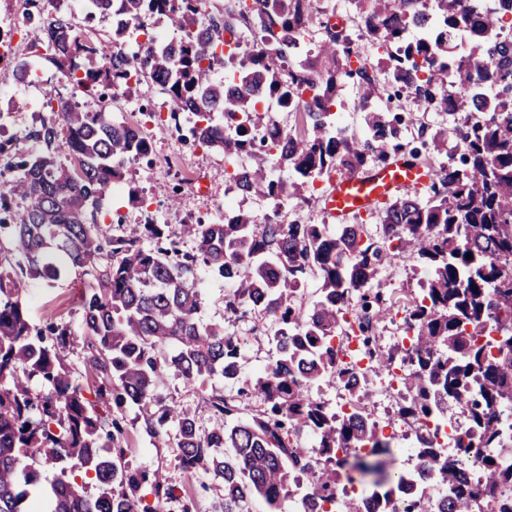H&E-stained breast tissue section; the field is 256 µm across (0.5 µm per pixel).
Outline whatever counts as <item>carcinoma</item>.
<instances>
[{
  "mask_svg": "<svg viewBox=\"0 0 512 512\" xmlns=\"http://www.w3.org/2000/svg\"><path fill=\"white\" fill-rule=\"evenodd\" d=\"M114 1L128 25L141 29L162 19L173 37L131 54L126 28L93 42L61 12L43 10L31 26L32 52L46 49L44 60L59 79L94 106L56 99L50 111L60 123L29 133L44 149L10 161L17 174L0 192V226L11 231L16 253L9 267L0 266V512H32L26 487L39 476L28 461L41 456L63 464L51 484L52 512H165L178 499L161 472L123 461L119 420L102 430L96 404L61 363L74 344L70 329L33 325L21 301L22 275L54 282L70 268L102 260L98 285L81 302L96 395L111 396L118 408L143 407L154 436L174 423L180 466L223 484V512H247L255 500L265 512H281L302 480L310 492L300 512H319L344 482L370 483L374 512H386L387 494L406 474L383 458L391 438L368 408L374 393L367 376L339 359L333 339L349 332L358 333L372 372L404 365L400 417L421 423L461 402L484 446L503 447L501 413L512 406V39L501 34V22L512 14V0H491L482 9L473 0H351L361 35L391 48L382 82L365 66L352 68L349 36L335 24L325 23L326 39L308 47L313 0H233L207 17L193 0H93L102 15ZM253 21L252 49L236 51L244 57L238 82L213 81V62L224 63L208 53L213 38ZM413 28L422 33L411 40ZM461 30L472 42L465 54L452 45ZM143 77L169 97L174 126L184 113L197 118L190 129L195 144L250 160L230 179L243 194L274 204L262 222L240 212L185 224L193 255L182 253L179 237L161 224L131 225L114 236L88 222L123 179L124 165L150 150L138 127L101 110L113 91L129 92ZM346 78L363 90L361 136L348 134L332 112ZM486 84L497 85L495 98L483 96ZM403 93L450 116L470 109L454 128L453 146L448 130L427 141L424 129L410 132L402 113L377 106ZM267 100L302 102L307 130L278 125L258 107ZM61 135L67 164L55 154ZM395 154L432 164L434 179L426 197L406 193L380 205L375 231L365 224L332 230L280 222L282 205L324 175L383 164ZM269 166H284L291 177H271ZM402 257L413 258L425 278L405 309L410 347L386 349L378 336L388 313L380 276ZM200 265L234 286L224 295L225 319L252 311L269 317L276 355L261 375L243 377L238 337L199 320ZM312 274L321 287L305 305L300 287ZM171 375L201 385L218 375L238 385L237 395L213 390L203 398L213 425L202 431L193 415L159 404L157 389ZM34 377L40 394L30 387ZM320 382L347 392L354 412L338 416L314 398L310 388ZM250 392L261 396L263 410L244 419L241 398ZM305 433L316 438L318 455L301 446ZM338 448L358 452L338 462ZM414 452L419 478L447 491L434 512H478L484 492L512 487V468L494 455L475 484L468 451L438 460L421 434ZM81 475L86 481L79 483ZM91 483L94 495L86 491Z\"/></svg>",
  "mask_w": 512,
  "mask_h": 512,
  "instance_id": "carcinoma-1",
  "label": "carcinoma"
}]
</instances>
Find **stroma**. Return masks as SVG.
<instances>
[{
	"mask_svg": "<svg viewBox=\"0 0 512 512\" xmlns=\"http://www.w3.org/2000/svg\"><path fill=\"white\" fill-rule=\"evenodd\" d=\"M319 22L313 25L309 39L319 45L323 39V22L330 21L345 27L350 36V47L358 57L370 63H385L386 47L373 44L360 37L353 22L354 8L349 0H315ZM39 8L32 0H0V27L8 28L14 45L13 61L30 59V28L28 23H17L19 15L37 14ZM15 108L0 112V137L11 140L9 154H28L40 151V144L29 139V132L44 123H52L56 115L46 106L48 100L69 96V88L59 83L52 69H45L44 82L36 88L15 84L13 89ZM169 104L168 97L151 80H143L127 101L112 105V116L140 126L151 145L150 162L127 164L122 189L106 193L100 202L99 218L109 223L112 234L118 235L124 226L153 221L167 225L169 231H179L182 225L213 218L212 205L223 202L231 190L229 174L231 165L225 162L222 152L192 146L181 138V130L189 129L194 118L185 114L180 118V128L169 126L160 111ZM202 181L209 191L208 198L196 195L193 180ZM336 182L335 177L316 181L305 189L301 201L289 202L281 211L284 223L301 221L308 224H327L331 218L325 210V198ZM172 189L178 198L177 205H170L167 198L156 196L157 186ZM100 267L74 269L60 280L48 283L42 280L28 281L22 299L31 322L37 326L55 322L68 326L73 334L81 332L80 294L95 285ZM421 275L416 262L403 259L395 263L381 276V287L391 294L393 307L379 325L381 340L399 335L404 330V308L419 291ZM264 320L256 314L229 325L228 330L239 336L244 353L243 372L253 376L263 372L275 353V345L267 337L255 334V326ZM213 387L231 392V385L215 376L205 385L189 384L177 379L170 380L160 391V399L167 404L195 414L200 429H209V415L202 403L203 387ZM104 427H111L113 418H120L125 427L120 446L124 459L132 466L151 472L164 471L171 485L175 486L179 501L168 504L167 512H181L182 501H191V512H218L222 492L208 475H191L185 472L177 458L178 450L173 434L150 436L146 429V415L139 407L128 404L118 408L111 404H99Z\"/></svg>",
	"mask_w": 512,
	"mask_h": 512,
	"instance_id": "1",
	"label": "stroma"
}]
</instances>
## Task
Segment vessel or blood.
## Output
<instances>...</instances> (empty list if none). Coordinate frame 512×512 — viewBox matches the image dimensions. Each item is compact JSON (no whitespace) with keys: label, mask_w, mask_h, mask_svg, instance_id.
Instances as JSON below:
<instances>
[{"label":"vessel or blood","mask_w":512,"mask_h":512,"mask_svg":"<svg viewBox=\"0 0 512 512\" xmlns=\"http://www.w3.org/2000/svg\"><path fill=\"white\" fill-rule=\"evenodd\" d=\"M431 180V170L396 157L383 166L342 176L330 194L327 208L331 216L342 221L389 196L427 186Z\"/></svg>","instance_id":"1"}]
</instances>
